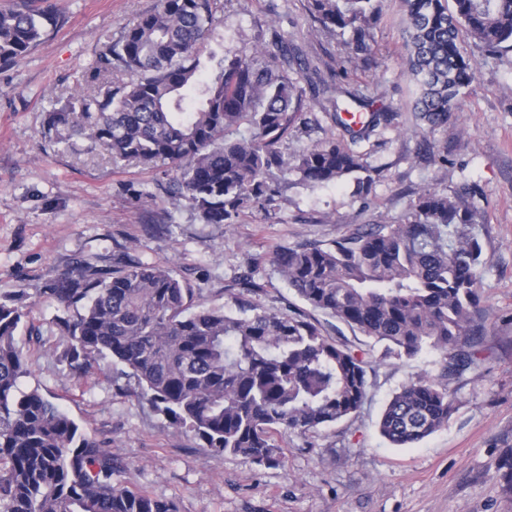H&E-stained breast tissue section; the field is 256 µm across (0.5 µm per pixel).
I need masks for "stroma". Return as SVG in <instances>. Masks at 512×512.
I'll list each match as a JSON object with an SVG mask.
<instances>
[{
	"label": "stroma",
	"instance_id": "obj_1",
	"mask_svg": "<svg viewBox=\"0 0 512 512\" xmlns=\"http://www.w3.org/2000/svg\"><path fill=\"white\" fill-rule=\"evenodd\" d=\"M57 29L19 63L0 66V296L25 291L29 322L41 342L20 332L29 353L25 390L39 389L87 433L105 442L120 465L116 484L174 500L179 512H512V489L500 465L512 461V52L485 56L473 41L477 77L446 126L424 130L413 111L415 88L403 74L401 0H385L374 29L373 65L349 70L342 87L374 98L393 125L352 142L321 110L303 113L281 143L285 157L325 140L367 154L376 183L368 197L354 181L308 188L279 175L280 192L265 211L247 210L231 225L206 224L163 168L112 163L77 142L57 145L46 115L63 106L99 37H120L156 0H52ZM207 49L252 53L281 36L307 59L292 70L331 78L349 49L322 31L307 0H221ZM476 194L474 225L487 264L479 283L486 326L479 374L454 383L455 410L446 426L412 448L392 447L378 422L403 383L437 375L440 356L374 362L367 398L349 419L281 446L285 463L266 468L215 455L185 429L173 427L147 400L126 392L120 365L101 361L84 378L58 362L57 309L45 289L79 259L111 267L131 253L168 267L204 303H233L234 284L251 276L258 300L279 309L296 297L272 263L276 247L325 244L359 224H394L421 190L453 194L462 184Z\"/></svg>",
	"mask_w": 512,
	"mask_h": 512
}]
</instances>
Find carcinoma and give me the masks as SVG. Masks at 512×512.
I'll use <instances>...</instances> for the list:
<instances>
[{
    "label": "carcinoma",
    "mask_w": 512,
    "mask_h": 512,
    "mask_svg": "<svg viewBox=\"0 0 512 512\" xmlns=\"http://www.w3.org/2000/svg\"><path fill=\"white\" fill-rule=\"evenodd\" d=\"M384 0H308L312 18L347 37L348 63L372 60ZM403 72L414 83V112L427 130L448 124L476 79L466 35L489 55L512 51V0H402ZM217 0H159L116 40L100 37L95 59L69 105L47 117L65 147L75 139L112 161L167 165L201 219L233 224L265 210L278 193L274 172L308 187L355 176L373 190L374 168L332 140L288 163L278 148L305 105L289 74L303 50L276 36L247 56L226 50L211 73L201 57ZM61 16L47 0L0 10V62L15 63ZM127 76L124 82L118 77ZM313 105L354 138L389 125L387 110L340 86L311 84ZM247 125L246 132L230 131ZM465 185L448 197L418 193L397 224H367L328 244L275 249L273 261L311 311L271 310L243 278L234 306H206L174 271L125 256L110 269L75 262L50 280L58 314L57 357L80 378L101 359L127 368L135 393L187 429L202 447L267 467L283 463L277 438L306 435L362 407L372 361L339 335L348 327L383 346V358L441 355L437 376L402 384L385 405L381 435L413 446L448 424L451 386L480 369V223ZM32 303L19 291L0 298V512H179L173 501L114 483L112 453L37 388L23 390L28 359L19 328ZM319 312L333 322L313 316Z\"/></svg>",
    "instance_id": "obj_1"
}]
</instances>
